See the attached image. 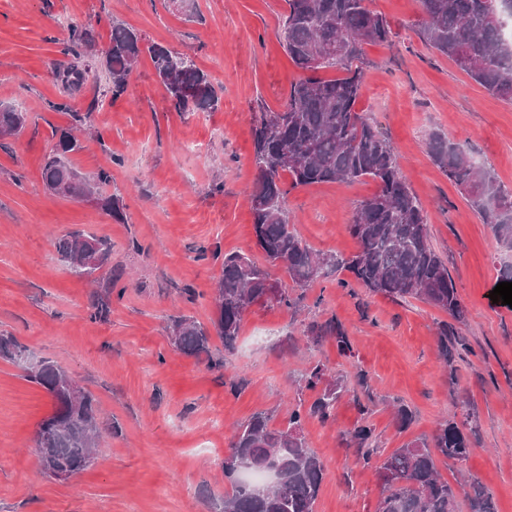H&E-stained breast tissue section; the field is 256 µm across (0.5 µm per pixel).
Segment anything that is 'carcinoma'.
<instances>
[{
	"label": "carcinoma",
	"mask_w": 512,
	"mask_h": 512,
	"mask_svg": "<svg viewBox=\"0 0 512 512\" xmlns=\"http://www.w3.org/2000/svg\"><path fill=\"white\" fill-rule=\"evenodd\" d=\"M283 25L284 48L307 75L292 83L284 109L266 112L253 129L254 164L258 176L249 195L252 225L258 245L273 266L282 268L292 283L305 288L339 270L373 293L395 300L419 298L443 310L456 322L466 319L448 266L433 247L422 207L410 192L397 165L392 142L356 110L365 69L364 45L384 43L391 33L388 20L369 10L365 0H287ZM428 22L423 40L452 59L471 79L492 94L512 101V43L504 38L512 21V0H421ZM93 35L73 26L64 54L74 62L58 72L66 90L79 88L88 70L77 60L92 54ZM148 55L157 77L177 112H209L219 105L209 75L195 63L160 44L144 42L135 30L112 25L109 46L99 57L109 77L101 97L121 95L133 65ZM340 72L326 79L319 72ZM192 88V98L183 89ZM22 113L0 106V136H17L24 128ZM81 148L72 129L60 131L55 150L42 167L47 188L62 189L66 198L96 195L100 207L116 216L117 198L103 187L110 175L101 170L93 182L70 167L67 154ZM434 163L466 191L471 206L481 214L498 240L512 250V190L502 187L492 171L476 164L469 151L448 142L439 132L429 135ZM369 177L378 191L363 200L347 225L358 251L349 258L314 250L291 228L285 199L299 186L329 182H354ZM109 259L111 245L80 231L56 240V250L70 269L89 258L86 247ZM269 271L242 254H226L215 297L213 328L224 340V350H234L247 308L276 302L287 305L288 293L271 295ZM303 334L315 341L331 337L339 352L350 351L342 323L331 318L311 322ZM173 345L184 355L209 353V331L194 320H172ZM0 354L45 390L54 402L53 412L38 426L34 440L37 456L72 474L91 465L98 448V408L93 396L73 397L65 388L69 375L56 363L43 359L31 363L27 348L13 338H0ZM327 368L318 363L301 377L300 389L316 391L310 406L298 403L288 413L283 428L272 417L256 412L236 427L230 453L224 457V477L231 492L224 494V512H313L326 469L307 446L303 426L309 419L324 424L333 417L340 381L327 380ZM360 464L384 476L376 512H457L458 491H463L468 512H496L493 494L472 474L452 486L437 470L436 458L466 461L470 437L453 421L440 425L432 439L416 438L396 449L381 464L373 465L374 429L367 423L351 433ZM268 462L276 468L273 487L245 480L247 467Z\"/></svg>",
	"instance_id": "cac0c4a2"
}]
</instances>
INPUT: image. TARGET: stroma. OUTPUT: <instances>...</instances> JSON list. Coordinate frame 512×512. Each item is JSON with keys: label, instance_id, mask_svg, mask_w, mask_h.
<instances>
[{"label": "stroma", "instance_id": "1", "mask_svg": "<svg viewBox=\"0 0 512 512\" xmlns=\"http://www.w3.org/2000/svg\"><path fill=\"white\" fill-rule=\"evenodd\" d=\"M365 4L387 18L391 37L364 47L356 109L392 141L466 319L372 293L344 270L300 289L275 267L291 307H251L232 352L214 336L209 356L195 359L172 345L171 318L210 325L221 254L266 263L248 200L252 129L282 109L303 75L282 45L287 0H194L187 14L167 0H0V102L26 116L20 135L0 137V335L62 366L101 409L93 464L66 481L47 476L33 444L53 402L0 358V512H221L237 425L266 411L286 426L293 405L312 401L298 382L319 362L344 388L333 420L303 429L326 468L314 512H374L380 485L350 441L358 424L373 426L382 459L447 420L471 430L473 450L460 465L438 460L441 475L469 471L493 492L496 512H512V307L489 298L512 251L428 151L430 133L441 132L512 188V101L423 41L420 0ZM75 22L94 30L100 51L117 22L188 56L210 75L217 110L175 111L146 55L116 100H98L106 74L94 60L85 83L65 91L57 72L71 61L62 49ZM61 100L69 111L51 110ZM85 113L87 130L76 126ZM72 126L81 143L72 167L89 179L110 172L121 217L46 190L44 159L56 130ZM377 189L369 178L293 189L290 222L313 249L351 256L352 212ZM75 230L112 246L95 282L56 253L55 238ZM104 293L110 312L97 320L94 300ZM331 318L350 337L349 355L333 339L303 334L304 324ZM443 325L455 348L447 367ZM399 403L413 416L404 430L394 419Z\"/></svg>", "mask_w": 512, "mask_h": 512}]
</instances>
